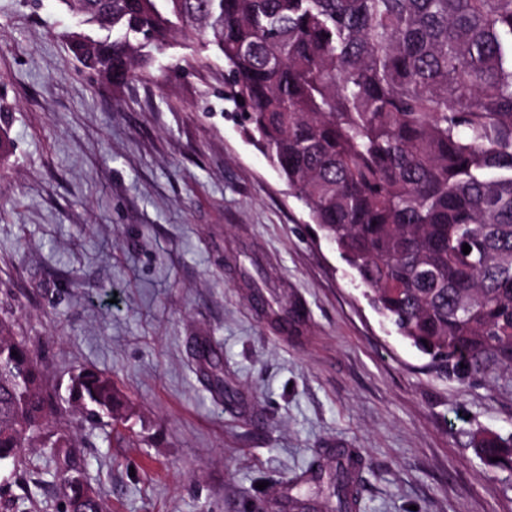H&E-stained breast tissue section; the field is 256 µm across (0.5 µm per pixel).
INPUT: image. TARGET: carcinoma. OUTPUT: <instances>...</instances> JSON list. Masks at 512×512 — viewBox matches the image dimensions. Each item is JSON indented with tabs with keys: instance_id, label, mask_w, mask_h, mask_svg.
Instances as JSON below:
<instances>
[{
	"instance_id": "1",
	"label": "carcinoma",
	"mask_w": 512,
	"mask_h": 512,
	"mask_svg": "<svg viewBox=\"0 0 512 512\" xmlns=\"http://www.w3.org/2000/svg\"><path fill=\"white\" fill-rule=\"evenodd\" d=\"M80 66L121 86L179 37L224 59V98L336 246L376 312L464 383L512 368V0H59ZM471 251L463 253V245ZM86 418L122 419L112 379L81 371ZM23 336L0 318V463L49 449L62 512H104ZM477 455L512 471V438ZM498 461H492V458ZM337 505L354 486L336 473Z\"/></svg>"
}]
</instances>
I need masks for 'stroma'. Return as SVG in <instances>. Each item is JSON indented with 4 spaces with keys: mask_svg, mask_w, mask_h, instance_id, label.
Listing matches in <instances>:
<instances>
[{
    "mask_svg": "<svg viewBox=\"0 0 512 512\" xmlns=\"http://www.w3.org/2000/svg\"><path fill=\"white\" fill-rule=\"evenodd\" d=\"M76 26L0 0V317L65 417L78 371L125 396L78 433L106 512H294L301 490L324 512L340 448L356 512H512V472L473 449L512 436V370L462 385L396 334L244 134L221 57L181 39L116 89L70 58ZM26 471L21 503L0 465V512H58L40 449Z\"/></svg>",
    "mask_w": 512,
    "mask_h": 512,
    "instance_id": "1",
    "label": "stroma"
}]
</instances>
